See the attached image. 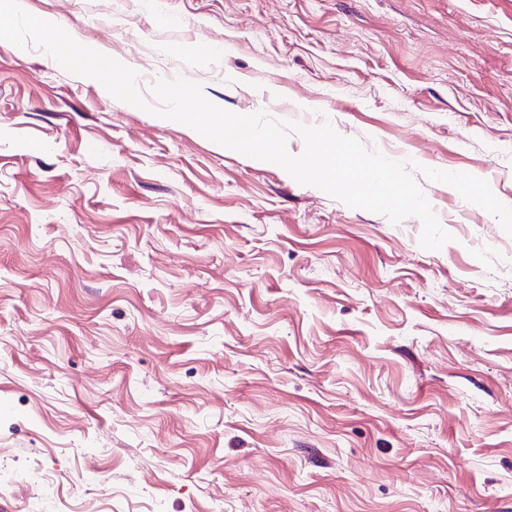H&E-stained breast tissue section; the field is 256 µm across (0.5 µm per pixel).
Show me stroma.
I'll return each mask as SVG.
<instances>
[{
    "label": "stroma",
    "instance_id": "1",
    "mask_svg": "<svg viewBox=\"0 0 512 512\" xmlns=\"http://www.w3.org/2000/svg\"><path fill=\"white\" fill-rule=\"evenodd\" d=\"M24 2L417 161L453 240L0 40V512H512V236L423 173L512 207V0Z\"/></svg>",
    "mask_w": 512,
    "mask_h": 512
}]
</instances>
